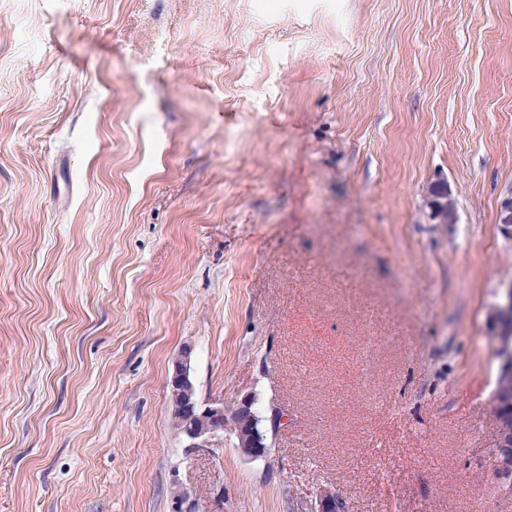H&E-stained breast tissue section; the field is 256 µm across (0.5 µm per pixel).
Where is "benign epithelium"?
<instances>
[{
	"mask_svg": "<svg viewBox=\"0 0 512 512\" xmlns=\"http://www.w3.org/2000/svg\"><path fill=\"white\" fill-rule=\"evenodd\" d=\"M499 221L501 229L512 237V196L501 201ZM491 322L501 327L497 336L500 371L510 376L512 338L507 336V332L512 327V283L505 289L502 299L494 304ZM191 357V346H183L172 361V372L169 376L172 411L186 415L182 434L188 442L187 448H208L223 439L224 431L229 429L238 439L240 451L244 455L251 458L265 456L268 448L264 435L258 429V418L253 411L252 399L248 396L241 398L231 416L226 414L222 401L199 402L190 378ZM510 446L512 445L507 443L505 433L499 432L496 450L488 456L494 469H504V449ZM174 500L175 512H200L198 500L186 491L175 495ZM314 512H347V506L336 495L335 490L321 487L315 494Z\"/></svg>",
	"mask_w": 512,
	"mask_h": 512,
	"instance_id": "7a95c632",
	"label": "benign epithelium"
}]
</instances>
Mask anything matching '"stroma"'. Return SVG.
Returning a JSON list of instances; mask_svg holds the SVG:
<instances>
[{
	"instance_id": "35a3bbf8",
	"label": "stroma",
	"mask_w": 512,
	"mask_h": 512,
	"mask_svg": "<svg viewBox=\"0 0 512 512\" xmlns=\"http://www.w3.org/2000/svg\"><path fill=\"white\" fill-rule=\"evenodd\" d=\"M510 194L512 0H0V512H512ZM493 313L491 314V322L498 324L501 327V331L497 336L498 342V353L500 354V371L502 374L509 375L508 377L500 375L498 373L495 380V387L493 390L492 399L494 402L493 409L498 425L505 430V433H510L512 439V346L511 337L507 336V332L510 328L512 318V282L508 288L505 289L502 299L495 303L493 306ZM502 411V421L500 416ZM505 433L499 430L498 442L494 452L490 453L488 460L495 470H503L504 466L502 460L504 453L508 452L510 457V451L507 449L504 451L501 448H511L512 444H508L505 439ZM190 345H184L172 361L169 376V393L172 411L185 414L182 434L188 442L187 448H208L224 438L230 426L239 441L240 451L251 458L263 457L269 448L264 435L258 429V418L253 411V401L244 396L233 415L227 416L223 401L200 403L190 378L192 357ZM315 512H346V503L330 487H320L315 494Z\"/></svg>"
}]
</instances>
